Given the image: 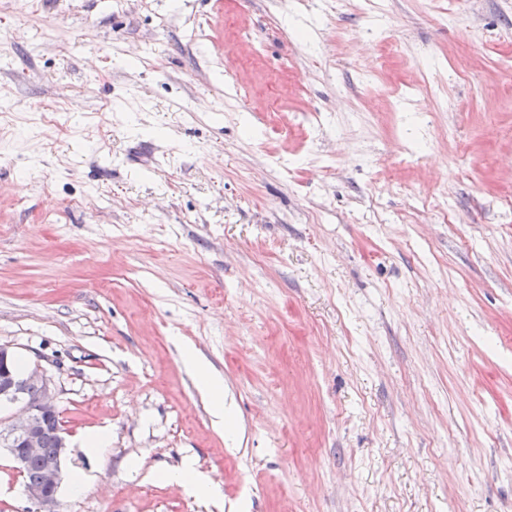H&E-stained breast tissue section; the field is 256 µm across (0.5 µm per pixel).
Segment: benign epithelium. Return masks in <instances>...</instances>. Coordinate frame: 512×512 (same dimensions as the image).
Wrapping results in <instances>:
<instances>
[{"label": "benign epithelium", "instance_id": "1", "mask_svg": "<svg viewBox=\"0 0 512 512\" xmlns=\"http://www.w3.org/2000/svg\"><path fill=\"white\" fill-rule=\"evenodd\" d=\"M13 353L0 346V400L15 406L5 431L0 433V445L13 453L16 464L42 454V422L58 413L55 395L48 379L39 367H34L19 378L9 366ZM38 387L33 397L27 396L26 385ZM66 444L45 466L40 486L26 489L29 500L36 502L43 512H54L57 494L64 479L62 467Z\"/></svg>", "mask_w": 512, "mask_h": 512}]
</instances>
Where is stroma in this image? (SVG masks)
<instances>
[{
	"mask_svg": "<svg viewBox=\"0 0 512 512\" xmlns=\"http://www.w3.org/2000/svg\"><path fill=\"white\" fill-rule=\"evenodd\" d=\"M0 345L56 512H512V0H0ZM13 356L9 347L0 346V399L15 406L6 430L1 431L0 445L13 453L16 464L21 465L27 459L20 470L23 473L27 497L36 502L43 512H54L57 494L64 479L62 462L66 444L61 432L59 448L57 430L60 426L51 422L45 428L42 446V422L45 418L55 416L58 406L50 383L39 366L18 378L11 371L12 368L19 373L12 360ZM27 384H30L31 392L37 390L35 387L39 388L31 398L27 396ZM57 448L59 453L54 457ZM50 458L52 459L48 461L43 472L45 462ZM39 484V487L29 488ZM184 362L188 369L196 376L200 388L212 400L215 416L218 423L224 425V380L217 376L192 351L184 353Z\"/></svg>",
	"mask_w": 512,
	"mask_h": 512,
	"instance_id": "35a3bbf8",
	"label": "stroma"
}]
</instances>
